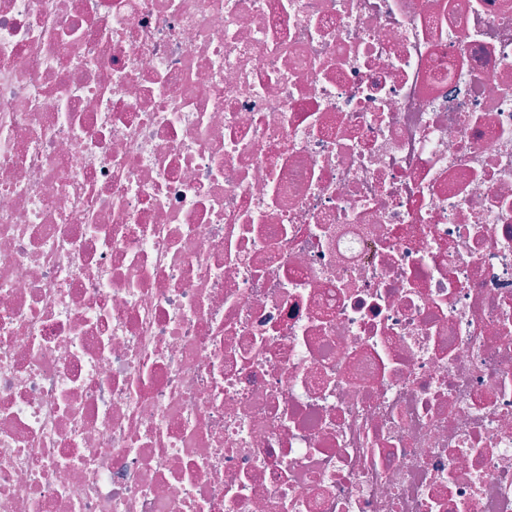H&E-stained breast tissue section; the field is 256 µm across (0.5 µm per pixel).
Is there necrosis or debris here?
<instances>
[{"mask_svg": "<svg viewBox=\"0 0 512 512\" xmlns=\"http://www.w3.org/2000/svg\"><path fill=\"white\" fill-rule=\"evenodd\" d=\"M0 512H512V0H0Z\"/></svg>", "mask_w": 512, "mask_h": 512, "instance_id": "1", "label": "necrosis or debris"}]
</instances>
